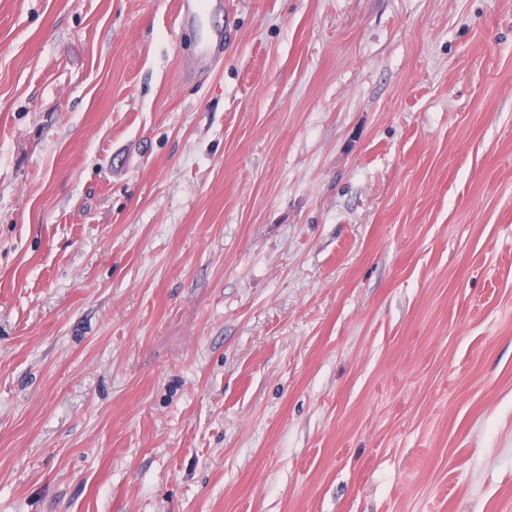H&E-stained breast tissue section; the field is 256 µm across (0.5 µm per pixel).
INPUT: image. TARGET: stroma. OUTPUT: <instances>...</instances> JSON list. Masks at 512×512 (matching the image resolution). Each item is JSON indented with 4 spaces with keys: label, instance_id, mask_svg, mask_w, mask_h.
<instances>
[{
    "label": "stroma",
    "instance_id": "obj_1",
    "mask_svg": "<svg viewBox=\"0 0 512 512\" xmlns=\"http://www.w3.org/2000/svg\"><path fill=\"white\" fill-rule=\"evenodd\" d=\"M0 512H512V0H0Z\"/></svg>",
    "mask_w": 512,
    "mask_h": 512
}]
</instances>
